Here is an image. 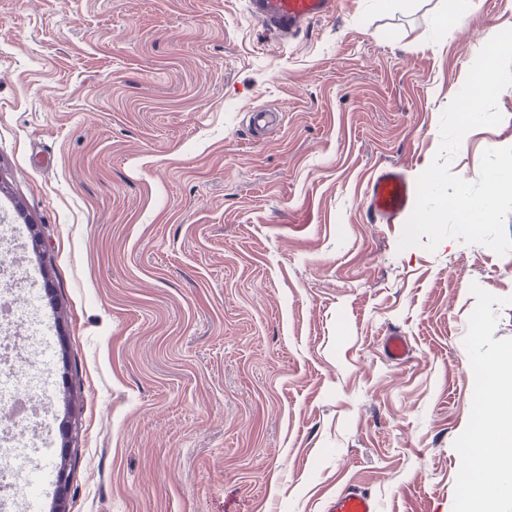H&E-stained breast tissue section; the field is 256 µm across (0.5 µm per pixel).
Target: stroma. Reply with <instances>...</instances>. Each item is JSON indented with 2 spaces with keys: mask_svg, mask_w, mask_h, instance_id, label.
<instances>
[{
  "mask_svg": "<svg viewBox=\"0 0 512 512\" xmlns=\"http://www.w3.org/2000/svg\"><path fill=\"white\" fill-rule=\"evenodd\" d=\"M508 28L512 0H341L286 40L245 0H0V225L46 342L12 433L66 448L69 512H326L350 485L468 512L512 253L399 249L365 189L383 162L416 182ZM498 108L454 175L512 146V86Z\"/></svg>",
  "mask_w": 512,
  "mask_h": 512,
  "instance_id": "35a3bbf8",
  "label": "stroma"
}]
</instances>
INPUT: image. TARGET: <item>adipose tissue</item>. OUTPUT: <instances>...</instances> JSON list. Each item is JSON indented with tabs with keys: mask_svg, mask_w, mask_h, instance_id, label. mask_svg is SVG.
<instances>
[{
	"mask_svg": "<svg viewBox=\"0 0 512 512\" xmlns=\"http://www.w3.org/2000/svg\"><path fill=\"white\" fill-rule=\"evenodd\" d=\"M512 374V353L488 367L482 390L486 426L461 451L471 481L472 512H497L504 478L512 474V387H504L501 373Z\"/></svg>",
	"mask_w": 512,
	"mask_h": 512,
	"instance_id": "adipose-tissue-1",
	"label": "adipose tissue"
}]
</instances>
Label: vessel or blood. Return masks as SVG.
I'll return each mask as SVG.
<instances>
[{"mask_svg": "<svg viewBox=\"0 0 512 512\" xmlns=\"http://www.w3.org/2000/svg\"><path fill=\"white\" fill-rule=\"evenodd\" d=\"M249 14L270 34L290 38L311 22L335 16L337 0H246ZM413 189L395 165L377 169L366 185V204L376 221L393 224L407 211ZM326 512H377L370 492L358 486L336 494Z\"/></svg>", "mask_w": 512, "mask_h": 512, "instance_id": "obj_1", "label": "vessel or blood"}]
</instances>
